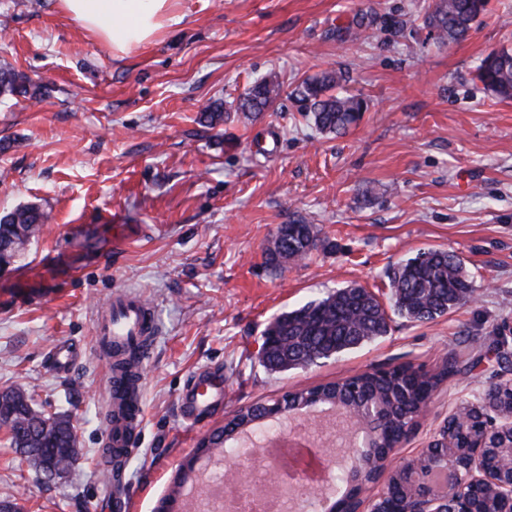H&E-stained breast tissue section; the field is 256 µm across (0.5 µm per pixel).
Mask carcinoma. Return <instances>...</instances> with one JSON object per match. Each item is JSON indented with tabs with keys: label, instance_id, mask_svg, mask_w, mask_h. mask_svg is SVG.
Returning <instances> with one entry per match:
<instances>
[{
	"label": "carcinoma",
	"instance_id": "1",
	"mask_svg": "<svg viewBox=\"0 0 512 512\" xmlns=\"http://www.w3.org/2000/svg\"><path fill=\"white\" fill-rule=\"evenodd\" d=\"M489 0H431L423 25L438 43L446 45L464 40L474 24L487 12ZM475 76L484 88L503 100H512V48L488 53L476 67ZM344 75L329 70L303 80L293 91L296 100L313 127L322 134H345L357 126L369 109L368 100L343 89ZM284 83L276 76L254 82L235 105L236 114L250 121L271 108L282 96ZM18 97L34 102L44 99V88L27 74L0 67V104ZM49 215L36 206L19 207L0 217V241L11 240L17 249L35 237ZM320 243L314 225L291 221L281 225L267 250L271 264L282 267L286 261L309 257ZM390 307H385L373 292L350 285L338 288L326 297L284 311L274 317L264 331L268 346L259 351V363L274 373L306 367L322 359L348 353L390 331L391 315L412 322H429L466 304L475 295L463 260L446 250L428 248L403 260L387 272ZM461 355L446 358L434 371H423L410 363L365 371L335 382L320 384L281 398L237 410L213 437L211 444L235 451L230 434L260 430L269 412L277 405L290 413L308 407L341 404L355 412L369 408L378 415L375 426L378 446L374 454L358 461V469L344 474L352 481L345 498H358L362 486L382 475L381 460L401 438L411 431L437 388L458 369ZM6 427L9 440L20 461L43 472L53 469L61 477L79 456L74 426L70 418L49 414L40 408L34 396L21 389L0 393V425ZM484 433L483 427L470 425L464 430L447 428L429 461L466 451L471 440ZM413 462L396 468L388 481L404 499L413 489L405 474ZM477 512H503L505 504L490 486L473 491Z\"/></svg>",
	"mask_w": 512,
	"mask_h": 512
}]
</instances>
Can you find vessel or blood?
Here are the masks:
<instances>
[{
  "mask_svg": "<svg viewBox=\"0 0 512 512\" xmlns=\"http://www.w3.org/2000/svg\"><path fill=\"white\" fill-rule=\"evenodd\" d=\"M156 334L151 307L141 295L120 291L113 294L107 310L96 320L95 347L107 357L125 353L137 364L132 385L110 379L105 400L104 436L106 448L129 453L143 425V366ZM183 414L194 421L211 413L224 402V373L212 367L198 369L180 395Z\"/></svg>",
  "mask_w": 512,
  "mask_h": 512,
  "instance_id": "1",
  "label": "vessel or blood"
}]
</instances>
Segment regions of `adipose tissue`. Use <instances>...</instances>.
I'll return each mask as SVG.
<instances>
[{
	"label": "adipose tissue",
	"instance_id": "obj_1",
	"mask_svg": "<svg viewBox=\"0 0 512 512\" xmlns=\"http://www.w3.org/2000/svg\"><path fill=\"white\" fill-rule=\"evenodd\" d=\"M176 3L177 0H56L61 12L116 57L129 54L178 23Z\"/></svg>",
	"mask_w": 512,
	"mask_h": 512
}]
</instances>
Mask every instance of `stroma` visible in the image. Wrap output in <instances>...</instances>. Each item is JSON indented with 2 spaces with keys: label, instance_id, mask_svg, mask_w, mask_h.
<instances>
[{
  "label": "stroma",
  "instance_id": "1",
  "mask_svg": "<svg viewBox=\"0 0 512 512\" xmlns=\"http://www.w3.org/2000/svg\"><path fill=\"white\" fill-rule=\"evenodd\" d=\"M429 0H179L178 24L116 58L56 6L0 0V66L45 88L41 103L0 106V213L36 204L48 224L0 271V392L34 393L70 416L80 455L63 478L18 466L0 429V501L20 512H102L112 492L99 450L104 357L98 313L115 292L151 305L157 336L144 367V426L123 472L130 512H155L197 443L238 408L358 372L468 356L386 462L411 460L460 403H481L512 362V101L474 77L512 47V0L466 40L440 45ZM364 25L369 40L352 39ZM326 69L369 101L342 136L280 99L244 123L233 102L254 81L288 88ZM224 102L223 123L200 124ZM315 225L304 261L272 268L280 225ZM424 248L459 255L476 298L443 317L396 316L363 347L282 373L258 361L278 313L352 283L388 300L386 273ZM79 346L67 374L49 348ZM203 367L224 372V408L198 425L179 396Z\"/></svg>",
  "mask_w": 512,
  "mask_h": 512
}]
</instances>
